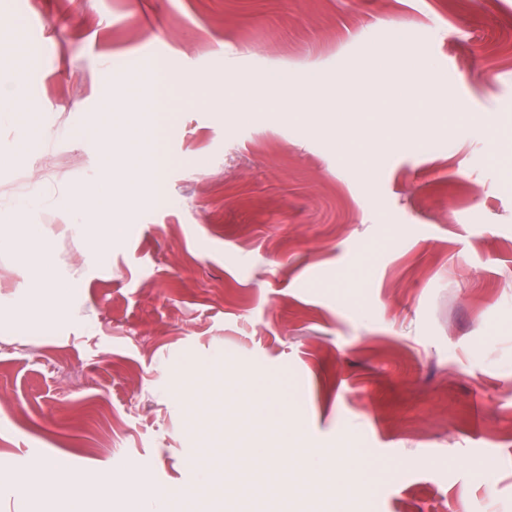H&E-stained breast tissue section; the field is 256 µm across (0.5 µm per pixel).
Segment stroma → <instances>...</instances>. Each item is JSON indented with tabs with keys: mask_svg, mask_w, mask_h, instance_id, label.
Segmentation results:
<instances>
[{
	"mask_svg": "<svg viewBox=\"0 0 512 512\" xmlns=\"http://www.w3.org/2000/svg\"><path fill=\"white\" fill-rule=\"evenodd\" d=\"M30 20L50 59L23 77L34 140L21 104L0 112V216L45 240L0 250V464L63 455L87 483L197 491L200 449L237 434L219 410L191 425V363L228 399L267 390L307 451L349 434L347 512H512V0H0V63ZM401 40L433 75L380 61ZM156 45L140 96L159 104L165 196L75 233L72 193L105 173L76 128L125 138L102 103ZM274 73L288 100L259 102ZM308 80L352 106L401 80L421 96L365 113L353 160ZM46 243L79 285L55 318L29 308ZM75 494L0 486V512H71Z\"/></svg>",
	"mask_w": 512,
	"mask_h": 512,
	"instance_id": "obj_1",
	"label": "stroma"
}]
</instances>
